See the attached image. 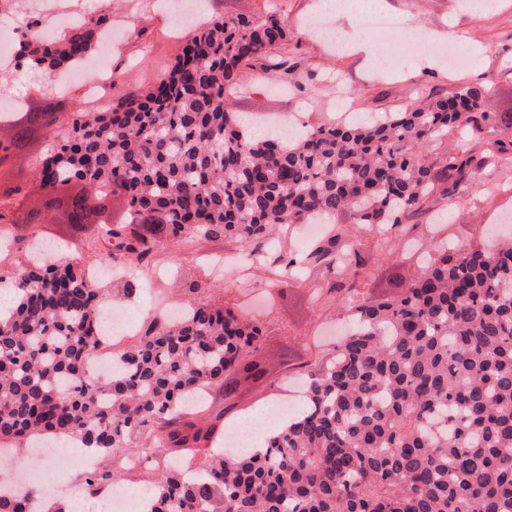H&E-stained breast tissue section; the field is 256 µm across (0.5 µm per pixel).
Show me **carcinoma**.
I'll return each instance as SVG.
<instances>
[{
  "mask_svg": "<svg viewBox=\"0 0 512 512\" xmlns=\"http://www.w3.org/2000/svg\"><path fill=\"white\" fill-rule=\"evenodd\" d=\"M112 17L89 15L45 39L38 16L18 44L17 64L68 69L94 49ZM288 20L214 16L193 25L170 69L108 112L75 106L13 112L0 140V197L24 191L13 162L39 134L61 136L32 169L42 205L22 218L0 202L1 224H40L62 214L76 230L98 226L106 260L141 264L181 238H234L255 258L288 224L379 227L410 222L435 194L471 177L464 143L430 156L424 147L455 129L495 125L491 156L512 158V111L487 109L490 89L464 86L420 96L399 112L253 136L249 115L224 92L242 68L288 41ZM119 197L128 219L95 204ZM17 266V301L0 312V456L49 433L105 457L147 458V512H512V238L441 250L409 285L382 297L340 294L333 304L352 330L306 373L305 408L260 449L211 451L217 423L186 408L209 391L232 398L264 370L248 357L264 329L236 308L207 303L184 316L154 313L115 354L112 374L90 379L84 363L103 341L108 304L129 298L92 281L59 245ZM307 259L342 285L362 265L332 239ZM200 453L195 480L169 464ZM106 468L85 477L92 495L116 482ZM39 491H0V512H39Z\"/></svg>",
  "mask_w": 512,
  "mask_h": 512,
  "instance_id": "1",
  "label": "carcinoma"
}]
</instances>
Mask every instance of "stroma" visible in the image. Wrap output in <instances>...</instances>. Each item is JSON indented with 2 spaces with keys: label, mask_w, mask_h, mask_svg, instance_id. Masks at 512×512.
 <instances>
[{
  "label": "stroma",
  "mask_w": 512,
  "mask_h": 512,
  "mask_svg": "<svg viewBox=\"0 0 512 512\" xmlns=\"http://www.w3.org/2000/svg\"><path fill=\"white\" fill-rule=\"evenodd\" d=\"M175 0H96L95 13H110L113 27L122 28L123 38L112 47V94L121 96L152 86L180 53L184 35L174 32ZM202 18L214 15L288 18L292 34L270 58L292 59L298 66L291 90L282 92L269 81L268 60L259 59L243 68L238 86L229 92L237 111L269 117L285 116L314 128L332 120L336 113L361 116L383 115L407 106L418 93L445 95L466 85H488L494 94L492 111L512 106V0H495L493 9L474 14L465 0H383L380 11L392 19L389 27H364L359 16L331 15L330 22L348 44L345 52L328 47L316 32L304 28L318 12V0H201ZM424 33L434 44L450 49L466 44L467 66L451 70L439 58L413 53L405 69L373 73L368 69L370 49L383 42ZM49 75L21 69L6 88L7 94L29 102L34 108L58 107L70 111L84 103L81 84L65 93L47 87ZM428 215L409 224L382 226L360 234V250L366 259L359 290L378 296L396 281L411 282L424 270V263L440 245L465 249L482 242L492 226L512 216V164L489 171L475 169L463 191L453 197L430 199ZM43 240L60 236L70 240L86 265L100 264L105 253L94 231L72 232L64 224H38L14 232L18 240L13 253L0 255V276L10 277L25 259L28 232ZM242 250L231 239L188 238L158 250L151 262L138 266L134 274L158 289L167 301L190 307L200 303L240 305L262 321L265 342L255 359L265 371L263 379L243 385L236 406L226 409L224 400L211 401V411H224L223 425L242 416L267 409L295 379L299 366L318 364L336 339L343 312L322 310L311 302L315 289L329 287L333 275L323 267L307 269L301 279L273 283L266 265L238 268L235 257ZM223 253V269L211 264L214 253ZM77 448L66 455L38 460L20 453L4 460L8 476L21 473L37 480L49 470L45 495L75 503L77 512H99L101 499L90 496Z\"/></svg>",
  "instance_id": "1"
}]
</instances>
